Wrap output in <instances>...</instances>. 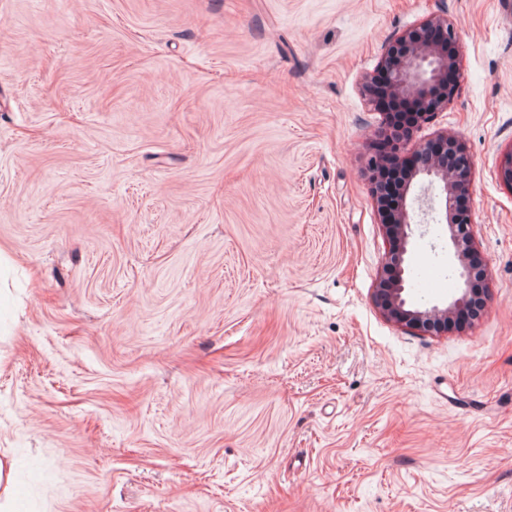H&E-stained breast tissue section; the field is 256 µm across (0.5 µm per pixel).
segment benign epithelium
I'll return each instance as SVG.
<instances>
[{"instance_id":"7a95c632","label":"benign epithelium","mask_w":512,"mask_h":512,"mask_svg":"<svg viewBox=\"0 0 512 512\" xmlns=\"http://www.w3.org/2000/svg\"><path fill=\"white\" fill-rule=\"evenodd\" d=\"M453 40L455 32L448 19L443 17H432L404 32L392 47L403 45L407 47L406 54L391 63V51L388 50L381 61V65L388 67V92L418 101L425 116L447 107L451 97L447 96L438 102L433 99V91L448 79V72L458 69V59L448 56V42ZM439 141L461 157L460 169H448L436 156L428 153V146L420 147L415 150V154L421 157L422 164L414 167L411 172L405 193H410L412 185L423 179L441 184L448 241L458 263L460 287L446 303L425 308L413 307L408 303L404 274L412 238V204L405 196L398 215L392 225L386 228L391 248L374 291V303L386 318L421 333L448 332V322L457 311L468 307L470 299L474 297L471 288L473 268L468 263L473 241L468 230L459 229L460 224L466 225L468 221L460 217L457 204L459 196L471 191L472 171L464 144L458 137L444 135Z\"/></svg>"}]
</instances>
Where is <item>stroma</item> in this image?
I'll return each mask as SVG.
<instances>
[{
    "instance_id": "35a3bbf8",
    "label": "stroma",
    "mask_w": 512,
    "mask_h": 512,
    "mask_svg": "<svg viewBox=\"0 0 512 512\" xmlns=\"http://www.w3.org/2000/svg\"><path fill=\"white\" fill-rule=\"evenodd\" d=\"M448 18L483 312L372 295L387 116ZM512 0H0V499L14 512H512ZM442 215L409 298L454 294Z\"/></svg>"
}]
</instances>
